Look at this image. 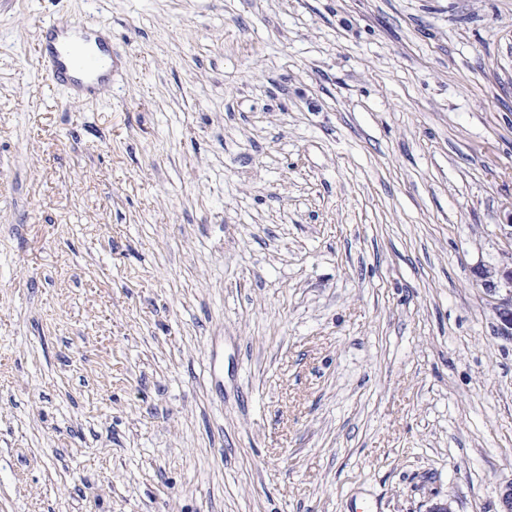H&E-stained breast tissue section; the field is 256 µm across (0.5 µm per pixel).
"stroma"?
<instances>
[{"mask_svg": "<svg viewBox=\"0 0 512 512\" xmlns=\"http://www.w3.org/2000/svg\"><path fill=\"white\" fill-rule=\"evenodd\" d=\"M511 246L512 0H0V512H501ZM51 65L58 77L67 83H77L71 75V68L85 75H93L101 66V61L92 54L77 56L70 48H65L61 53L57 47L50 45ZM477 284L493 302V310L504 336H512V249L504 251L502 260L493 266L474 269Z\"/></svg>", "mask_w": 512, "mask_h": 512, "instance_id": "stroma-1", "label": "stroma"}]
</instances>
